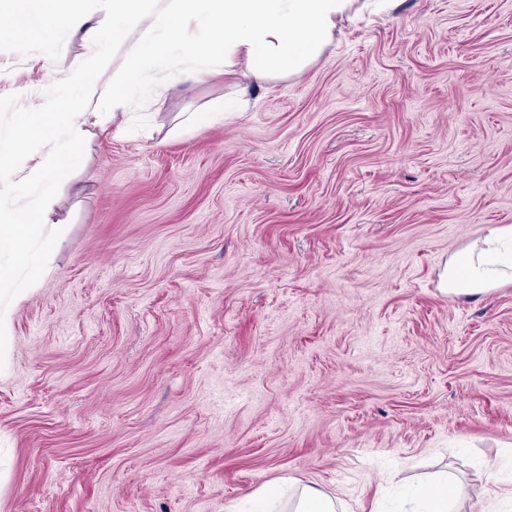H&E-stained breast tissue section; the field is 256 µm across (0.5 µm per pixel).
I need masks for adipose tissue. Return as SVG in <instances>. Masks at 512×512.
I'll return each mask as SVG.
<instances>
[{"label":"adipose tissue","mask_w":512,"mask_h":512,"mask_svg":"<svg viewBox=\"0 0 512 512\" xmlns=\"http://www.w3.org/2000/svg\"><path fill=\"white\" fill-rule=\"evenodd\" d=\"M14 23L31 36L39 54L47 48L40 34L45 25L77 29L84 21L59 8V0H15ZM154 0H112L113 42L124 39L130 27L145 25L148 38L141 61L153 67L186 71L204 83L233 76L235 65L256 81L276 75H296L333 43L336 29L353 0H170L158 9ZM206 32V43L189 40L184 21ZM141 71L129 70L112 82V109L96 113L100 126L123 129L132 91L142 89ZM512 282V225L489 228L481 244L448 263L451 295H487ZM259 512H336V499L314 484L294 491L277 487L260 494Z\"/></svg>","instance_id":"1"}]
</instances>
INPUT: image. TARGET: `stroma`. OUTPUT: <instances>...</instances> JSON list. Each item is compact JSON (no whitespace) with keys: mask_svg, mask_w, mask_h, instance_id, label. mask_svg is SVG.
Listing matches in <instances>:
<instances>
[{"mask_svg":"<svg viewBox=\"0 0 512 512\" xmlns=\"http://www.w3.org/2000/svg\"><path fill=\"white\" fill-rule=\"evenodd\" d=\"M60 6L86 26L39 58L0 0L19 106L112 27L101 0ZM353 8L300 74L151 69L129 131L87 123L48 206L63 233L12 310L0 512H228L289 479L336 512H409L428 475L461 512H512V283L445 290L453 255L512 225V0ZM241 107L237 102L228 103L224 101V104L212 111L208 112H194L190 117V130H197L202 128L210 127L218 122H223L224 112H240Z\"/></svg>","mask_w":512,"mask_h":512,"instance_id":"35a3bbf8","label":"stroma"}]
</instances>
